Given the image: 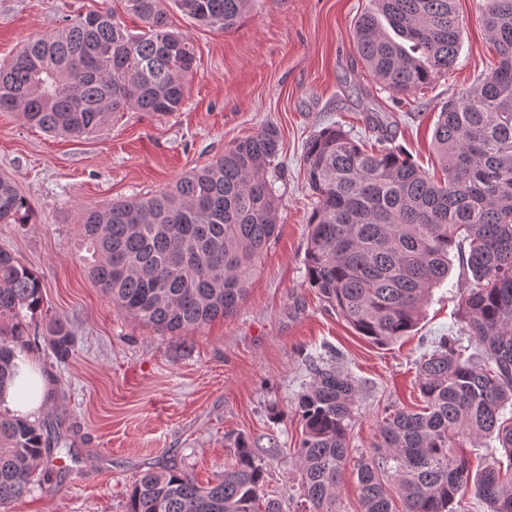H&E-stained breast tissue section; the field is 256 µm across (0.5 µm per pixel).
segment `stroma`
Here are the masks:
<instances>
[{
	"label": "stroma",
	"mask_w": 512,
	"mask_h": 512,
	"mask_svg": "<svg viewBox=\"0 0 512 512\" xmlns=\"http://www.w3.org/2000/svg\"><path fill=\"white\" fill-rule=\"evenodd\" d=\"M483 0H456L460 64L403 100L365 67L353 41L369 0H253L232 30L168 14L192 43L197 72L181 111L124 112L99 134L52 137L0 112V174L30 206L28 224H0V247L42 283L38 328L64 321L76 342L57 363L46 337L29 352L50 381L36 422L60 444L40 462L31 493L8 512H126L141 471L175 466L205 483L234 459L236 436L275 446L266 490L287 498L298 484L292 448L301 439L298 395L313 356L335 357L359 385L350 433L354 456L369 454L387 410L418 409L420 359L458 335L457 310L475 282L460 263L434 289L408 336L378 346L359 336L311 288L304 265L315 197L301 164L310 135L338 123L366 145L388 124L395 145L422 169H437L432 136L442 104L476 87L496 53L479 13ZM120 0H0V63L58 29L65 17ZM279 131L278 236L258 263L246 299L230 317L183 336H162L120 314L87 276L81 211L150 196L204 166L265 125Z\"/></svg>",
	"instance_id": "stroma-1"
}]
</instances>
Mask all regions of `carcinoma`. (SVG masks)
<instances>
[{"label":"carcinoma","mask_w":512,"mask_h":512,"mask_svg":"<svg viewBox=\"0 0 512 512\" xmlns=\"http://www.w3.org/2000/svg\"><path fill=\"white\" fill-rule=\"evenodd\" d=\"M123 2L143 23L139 32L109 9L92 10L0 65V111L69 137L99 133L121 112L179 111L193 46L169 23L164 0ZM173 2L223 32L251 0ZM370 3L353 34L385 89L409 96L456 69L455 0ZM481 20L497 65L441 106L433 140L443 178L420 169L392 136L368 151L337 124L311 137L302 155L317 199L308 219V283L359 335L386 346L411 332L429 293L448 278L453 249L478 281L458 313L477 348L445 336L420 364L422 409L388 412L372 455L356 465L362 512H458L457 495L469 487L488 512H512V423L502 420L512 405V0H484ZM279 152V133L268 125L157 194L82 213L92 282L124 316L161 335L233 315L275 237ZM29 211L1 175L0 224H26ZM41 304L39 277L0 249V389L13 379L14 359L35 343L27 318ZM47 336L55 359L66 361L74 346L67 325L54 321ZM312 362L295 409L302 426L292 449L296 512H338L358 388L322 357ZM483 437L498 441L506 461L494 458L474 475L460 441ZM51 448L38 424L0 412V508L30 494ZM235 448L224 476L205 486L178 468L144 471L127 512H282L265 496L266 464L251 442L240 435Z\"/></svg>","instance_id":"carcinoma-1"}]
</instances>
